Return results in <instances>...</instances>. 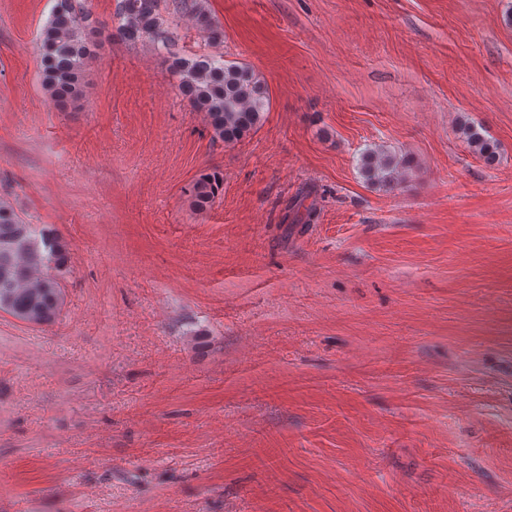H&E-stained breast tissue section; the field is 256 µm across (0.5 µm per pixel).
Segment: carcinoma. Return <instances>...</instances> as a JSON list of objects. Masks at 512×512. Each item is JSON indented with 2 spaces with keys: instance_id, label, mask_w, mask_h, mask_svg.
I'll return each mask as SVG.
<instances>
[{
  "instance_id": "carcinoma-1",
  "label": "carcinoma",
  "mask_w": 512,
  "mask_h": 512,
  "mask_svg": "<svg viewBox=\"0 0 512 512\" xmlns=\"http://www.w3.org/2000/svg\"><path fill=\"white\" fill-rule=\"evenodd\" d=\"M116 32L130 40H150L169 50L162 29L158 0H119ZM105 26L94 18L83 0H57L39 38L41 79L55 103L82 95L83 77L96 56ZM180 93L209 119L214 135L235 142L260 122L268 105V89L248 66L221 58H175L168 65ZM460 131L488 163L496 159V146L470 125ZM398 160L378 151L361 157L363 177L377 184L398 180ZM219 172L204 173L194 184L195 203L203 207L222 189ZM66 262L57 234L37 225L22 224L13 209L0 204V311L37 324L59 316L64 294L58 273Z\"/></svg>"
}]
</instances>
